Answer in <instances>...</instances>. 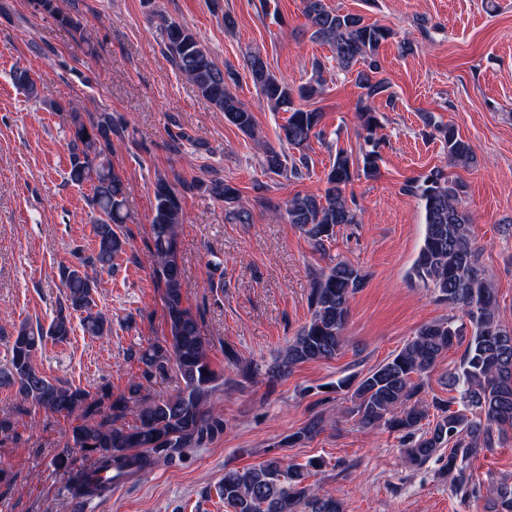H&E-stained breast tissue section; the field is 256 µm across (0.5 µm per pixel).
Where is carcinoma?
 <instances>
[{
    "mask_svg": "<svg viewBox=\"0 0 512 512\" xmlns=\"http://www.w3.org/2000/svg\"><path fill=\"white\" fill-rule=\"evenodd\" d=\"M40 11L63 27L82 31L78 18L59 10L57 0H37ZM303 11L312 30L311 38L329 45L332 57L345 70L359 65L356 83L362 90L356 119L365 148L353 157L336 150L326 173L327 187L321 195L297 194L284 204L281 214L302 232L318 251L336 235V228L359 223V208L348 186L362 177L379 175L382 160L381 122L374 108L378 98H391L390 83L380 77L378 51L394 36L383 25L366 21L359 13H343L326 0H303ZM158 33L175 69L191 81L224 120L244 134L256 137L252 110L228 88L224 71L209 51L186 27L156 15ZM245 66L262 100L273 112H286L279 140L298 155L269 149L264 158L266 172L301 179L309 173L311 159L306 150L312 139L323 135V113L300 105L322 93L326 80L323 65L315 63L309 80L293 86L274 74L258 52L249 54ZM13 81L26 93L37 95L36 81L28 70L17 68ZM54 110L65 108L58 102ZM68 172L73 185L91 186L88 199L96 247L89 255L75 254L76 262L59 267L64 288L48 326L22 324L9 342L8 364L0 368V387L15 391V413L0 414V441L18 439L14 415L38 408L79 421L71 430L69 447L82 452L88 464L76 468L70 454L53 459L55 467L68 478L74 499L104 498L112 486L141 476L163 460L171 462L186 448H196L224 432V420L207 410V399L221 384L212 368L209 340L202 336L200 319L182 300L184 271L179 253L178 232L183 223L182 194L166 178L154 185L151 241L148 247L156 276L165 289V313L170 334L154 340L130 354L137 360L139 374L131 376L127 393L110 401L103 394L91 400L86 390L60 379L43 375L32 363L34 354L49 340L64 343L73 332V317L89 336L112 333V320L93 311L99 287L97 275L110 271L130 249L125 224L127 184L112 164V138L121 139L126 125L122 117L106 110L84 112L68 103ZM422 135L439 141L447 150L448 162L470 168L477 158L470 143L451 124H443L430 113L421 115ZM212 196L224 200L232 214L241 216L237 189L216 178L205 185ZM401 191L417 198L424 210V237L410 271V278L432 289L437 299L448 304L454 314L422 325L384 363L358 378L337 380L336 390L354 388L350 414L364 428L385 427L401 433L406 460L420 466L430 459L444 458L441 473L451 477L452 491L464 500L484 497L481 484L473 481L471 461L494 447L512 431V325L500 316L495 288L479 262V248L471 233L469 216L461 208L464 185L451 179L442 167L405 181ZM365 276L359 269L337 262L312 273L310 319L289 340L268 367L277 379L297 366L330 360L343 347L344 330L352 296L363 287ZM468 338L460 363L448 371L444 384L456 393V408L437 397L427 401V379L438 358L454 343ZM180 378L179 390L169 396L142 395L144 384L165 378L169 371ZM100 420L89 422L92 405ZM137 409L136 424L113 426L130 407ZM323 414H314L307 424L289 437L292 443L308 441L324 426ZM318 460L305 464L270 457L250 468L224 471L218 495L230 512H342L341 503L322 495L308 483ZM492 512H512V482L489 487Z\"/></svg>",
    "mask_w": 512,
    "mask_h": 512,
    "instance_id": "obj_1",
    "label": "carcinoma"
}]
</instances>
